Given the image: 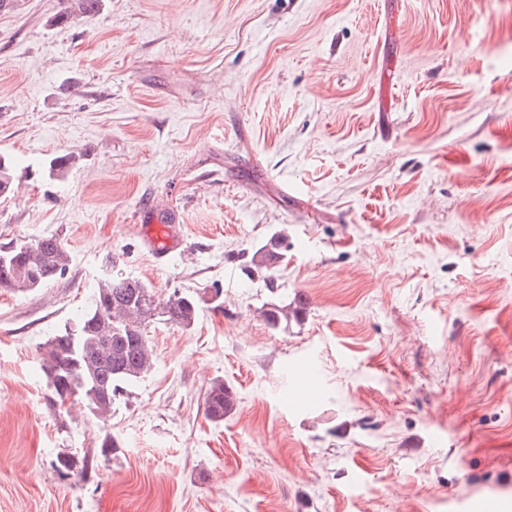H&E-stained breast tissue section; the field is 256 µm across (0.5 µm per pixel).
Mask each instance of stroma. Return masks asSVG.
I'll use <instances>...</instances> for the list:
<instances>
[{
  "label": "stroma",
  "mask_w": 512,
  "mask_h": 512,
  "mask_svg": "<svg viewBox=\"0 0 512 512\" xmlns=\"http://www.w3.org/2000/svg\"><path fill=\"white\" fill-rule=\"evenodd\" d=\"M62 9H0V243L71 256L0 289V512H512V0ZM150 203L184 238L162 262ZM279 231L272 291L246 266ZM115 274L224 307L149 324L108 418L54 410L37 347ZM234 395L224 380L216 378L211 381L205 398V411L207 417L213 422H222L224 416L234 406ZM54 468L63 477L69 476L68 473L84 476L89 469V458L84 456L82 459H77L70 455H60L56 459Z\"/></svg>",
  "instance_id": "1"
}]
</instances>
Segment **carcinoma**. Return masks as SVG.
<instances>
[{
    "mask_svg": "<svg viewBox=\"0 0 512 512\" xmlns=\"http://www.w3.org/2000/svg\"><path fill=\"white\" fill-rule=\"evenodd\" d=\"M101 0H64L59 16L63 22L97 11ZM72 153L58 155L49 162V175L61 177L76 165ZM13 162L0 155V196L12 188ZM282 236L270 238L257 249L251 263L259 271L276 267L283 256ZM70 254L55 237L40 238V246L30 252L13 251L7 270L0 269V288L36 291L58 275L64 274ZM203 295H170L160 298L153 287L142 280L114 276L102 283L94 295L91 308L73 326L64 327L38 346L41 369L52 395L61 392L75 395L89 409L104 415L112 410L125 386L147 375L154 366V354L146 334L147 326L158 320L188 329L195 323ZM299 315L300 308L272 305L264 311L268 325L278 327L288 313ZM234 395L224 380L211 381L205 398L207 417L214 422L234 406ZM59 475H85L89 458L60 455L54 464Z\"/></svg>",
    "mask_w": 512,
    "mask_h": 512,
    "instance_id": "obj_1",
    "label": "carcinoma"
}]
</instances>
